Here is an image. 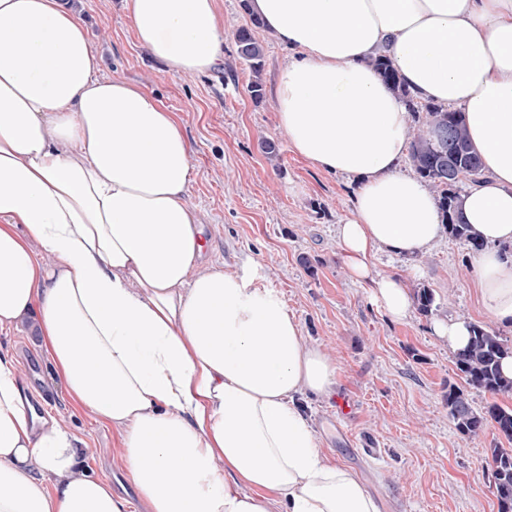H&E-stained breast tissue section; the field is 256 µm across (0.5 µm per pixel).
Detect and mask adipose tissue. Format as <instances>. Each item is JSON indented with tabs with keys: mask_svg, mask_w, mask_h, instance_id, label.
Masks as SVG:
<instances>
[{
	"mask_svg": "<svg viewBox=\"0 0 512 512\" xmlns=\"http://www.w3.org/2000/svg\"><path fill=\"white\" fill-rule=\"evenodd\" d=\"M295 55L274 89L289 148L358 182L338 245L387 315L411 295L369 258L427 253L445 231L403 169L409 114L370 66L464 112L485 177L461 196L488 317L512 326V0H249ZM138 42L176 75L224 63L216 0H125ZM81 12L0 0V328L30 323L70 398L115 429L145 512H385L321 451L303 399L336 361L309 344L253 262L204 259L181 119L98 77ZM58 419L36 420L0 352V512H130Z\"/></svg>",
	"mask_w": 512,
	"mask_h": 512,
	"instance_id": "1",
	"label": "adipose tissue"
}]
</instances>
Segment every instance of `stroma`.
Here are the masks:
<instances>
[{
	"mask_svg": "<svg viewBox=\"0 0 512 512\" xmlns=\"http://www.w3.org/2000/svg\"><path fill=\"white\" fill-rule=\"evenodd\" d=\"M76 7L101 76L140 85L182 120L194 167L188 200L204 223L205 259L230 269L246 258L257 263L258 286L279 292L307 341L334 355L332 394L306 399L327 456L378 494L386 512H498L491 450L501 439L491 427L476 437L460 434L446 396L449 387L463 388L480 410L491 401L511 407L512 394L465 385L447 340L434 332L437 322L456 318L492 326L467 247L445 235L412 260L377 254L375 276L393 274L411 294L434 295L429 311L415 306L404 320H390L339 256L336 228L349 215L353 184L296 155L278 126L275 78L292 50L252 27L265 53L260 75L237 54L234 29L252 26L242 0H218L224 65L194 76L169 73L139 45L124 0H78ZM256 78L264 88L259 102L249 92ZM266 140L277 144V157L262 152ZM0 350L14 358L28 401L63 421L87 464L137 502L118 433L75 405L26 326L0 329ZM342 395L354 406L343 419L336 412Z\"/></svg>",
	"mask_w": 512,
	"mask_h": 512,
	"instance_id": "1",
	"label": "stroma"
}]
</instances>
